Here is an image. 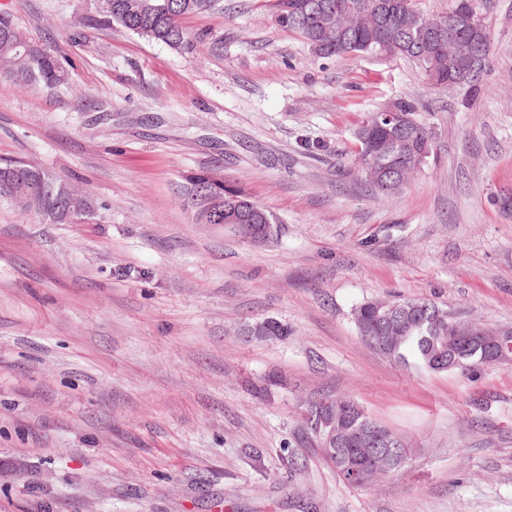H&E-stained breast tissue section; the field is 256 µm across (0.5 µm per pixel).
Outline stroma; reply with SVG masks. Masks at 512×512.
Here are the masks:
<instances>
[{
    "label": "stroma",
    "mask_w": 512,
    "mask_h": 512,
    "mask_svg": "<svg viewBox=\"0 0 512 512\" xmlns=\"http://www.w3.org/2000/svg\"><path fill=\"white\" fill-rule=\"evenodd\" d=\"M474 77L434 91L406 58L315 59L264 0L184 22L185 51L96 0H0L74 61L56 93L0 88V164L102 203L51 224L0 204V512H512V363L406 370L353 310L424 297L512 327V0H473ZM81 40H73V33ZM409 97L427 163L387 197L353 168L355 131ZM207 173L277 220L268 241L198 223ZM266 318L285 341L245 336ZM348 395L406 436V465L344 483L304 423Z\"/></svg>",
    "instance_id": "1"
}]
</instances>
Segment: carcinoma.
I'll return each instance as SVG.
<instances>
[{"label":"carcinoma","instance_id":"carcinoma-1","mask_svg":"<svg viewBox=\"0 0 512 512\" xmlns=\"http://www.w3.org/2000/svg\"><path fill=\"white\" fill-rule=\"evenodd\" d=\"M314 0H269V7L274 21L282 28L299 35L305 43L315 29L333 28L338 11L365 0H319L329 4V8L320 13H311L310 4ZM216 5V0H104L99 8V15L87 19L86 26H110L117 24L138 36L164 44L171 49L181 50L194 44L191 33L184 26V20L195 14L209 12ZM375 40L374 28L361 22L346 40L336 37V43L329 46L325 53L315 55L317 59H330L355 52L364 53V47ZM414 55L405 47L395 44L390 48L394 57H406L418 62L427 79L437 77L440 86L436 90L443 92L441 84L448 81V69L453 67V60L448 58V43L424 42L415 47ZM67 68L56 55L52 46L33 38L22 30L6 13L0 14V87L7 85L27 86L39 91L50 92L66 84ZM398 108L411 118V127L407 130L400 145L401 155L405 157L402 164H408L406 156L423 147H432L434 132L424 121L418 118L416 102L400 99ZM358 150L355 164L363 168L377 150L382 133L375 128V117L369 116L355 133ZM41 185L48 191V199L63 202L64 211L55 216L41 204L27 198H18L13 189L0 183V200L11 204L19 203L47 216L53 224H69L73 218H89L103 207L88 195L71 191L63 179L44 170L38 171ZM203 186L226 198L233 194L242 201V206L255 212L261 206L234 183L224 179L217 180L205 173L191 179V186ZM377 301L370 300L360 304L354 310V321L361 338L375 347V333L371 325L375 320ZM400 308L421 307L429 316L412 319L405 328V333L389 349H380L378 353L398 366L439 372L449 371L448 365V321L465 326L467 322L459 321L447 309L426 298H402L395 301ZM271 339L282 340L288 337V327L273 319L260 322ZM336 403V424L343 425L351 434H357L365 425L371 423L387 434L393 430L374 419L367 410L349 396H338Z\"/></svg>","mask_w":512,"mask_h":512}]
</instances>
